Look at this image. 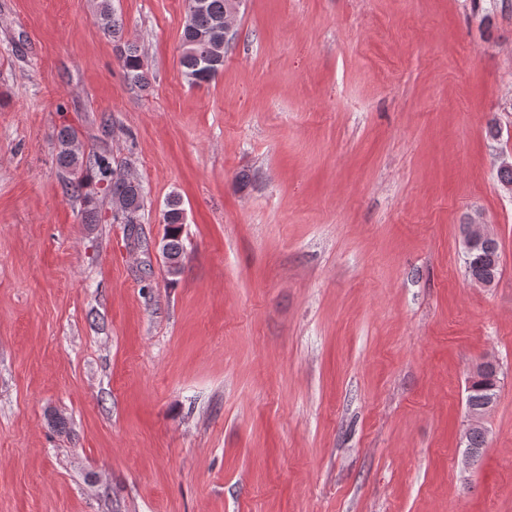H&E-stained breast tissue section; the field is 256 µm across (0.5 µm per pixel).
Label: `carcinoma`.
Returning a JSON list of instances; mask_svg holds the SVG:
<instances>
[{"label":"carcinoma","mask_w":512,"mask_h":512,"mask_svg":"<svg viewBox=\"0 0 512 512\" xmlns=\"http://www.w3.org/2000/svg\"><path fill=\"white\" fill-rule=\"evenodd\" d=\"M226 0H204V5L196 11L188 10L182 31V54L180 65L186 82L200 86L209 82L224 66V8ZM99 23L104 34L123 42L119 62L123 72L132 84H147L144 62L138 46L123 40V24L112 9L111 0H101ZM57 162L68 177L63 185L67 196L83 198V222L98 223L99 195L110 198L114 209L113 219L127 225L129 236L138 233L137 215L144 203L143 186L139 180L112 170L109 160L95 155L84 161V154L77 144V133L69 126L57 130ZM169 215L164 234L168 238L171 253L182 259L184 243L182 238L183 219L180 199L173 197L166 203ZM494 371L487 370L480 375L478 382L466 393V404L483 412L494 405L487 399L483 385L493 382Z\"/></svg>","instance_id":"1"}]
</instances>
